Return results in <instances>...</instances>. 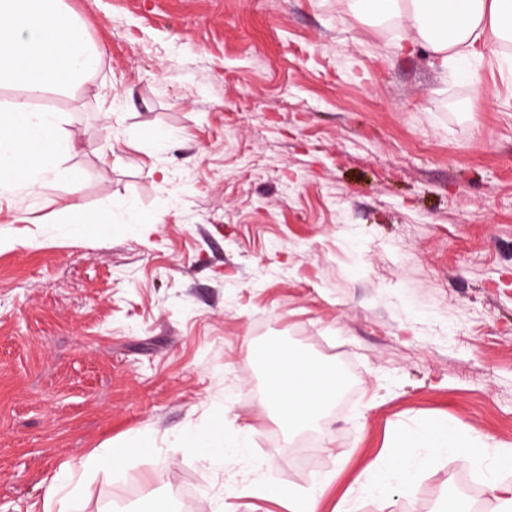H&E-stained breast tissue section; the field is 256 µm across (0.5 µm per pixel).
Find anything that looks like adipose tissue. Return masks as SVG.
Instances as JSON below:
<instances>
[{
  "instance_id": "adipose-tissue-1",
  "label": "adipose tissue",
  "mask_w": 512,
  "mask_h": 512,
  "mask_svg": "<svg viewBox=\"0 0 512 512\" xmlns=\"http://www.w3.org/2000/svg\"><path fill=\"white\" fill-rule=\"evenodd\" d=\"M353 13H368L380 22L404 28L406 45L424 48L434 65L482 59L492 40L512 41V0H347ZM99 62V53L85 38L76 16L63 0H0V86L25 91L52 88L68 91L80 84ZM55 113L34 110L24 98L0 107V188H24L38 195L45 180H65L61 155L67 147L57 136ZM300 353L286 352L271 365L273 384L268 401L286 429L314 423L335 404L338 395L308 386H281L307 367ZM424 448L448 451L461 463L476 465L477 457L459 427L431 422L416 438ZM155 451L149 434L113 443L92 453L83 469L65 467L60 487L67 497L78 494L84 468H114L128 458Z\"/></svg>"
}]
</instances>
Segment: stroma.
Listing matches in <instances>:
<instances>
[{
    "mask_svg": "<svg viewBox=\"0 0 512 512\" xmlns=\"http://www.w3.org/2000/svg\"><path fill=\"white\" fill-rule=\"evenodd\" d=\"M102 51L56 113L73 180L0 197V512H44L66 463L149 433L156 451L88 470L65 512H498L483 472L405 447L465 423L512 448V75L441 70L346 0H65ZM111 210L106 242L68 224ZM271 337L353 391L285 433L253 348ZM224 421L213 464L189 435ZM414 477L361 491L368 467ZM327 480H316L303 494L288 492V501L291 504V512H317L319 500Z\"/></svg>",
    "mask_w": 512,
    "mask_h": 512,
    "instance_id": "1",
    "label": "stroma"
}]
</instances>
